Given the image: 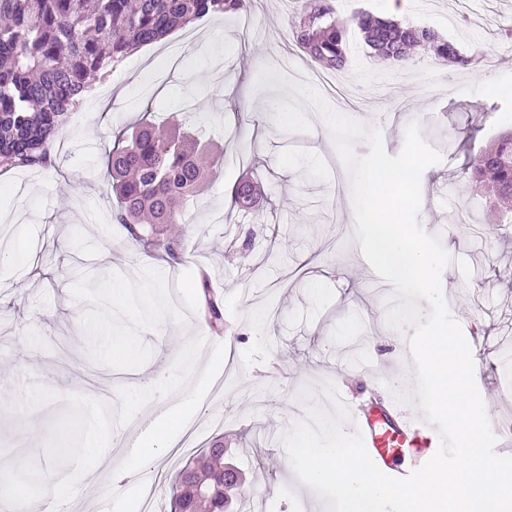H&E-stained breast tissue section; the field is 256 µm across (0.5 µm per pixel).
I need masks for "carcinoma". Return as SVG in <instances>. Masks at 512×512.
Here are the masks:
<instances>
[{"instance_id":"cac0c4a2","label":"carcinoma","mask_w":512,"mask_h":512,"mask_svg":"<svg viewBox=\"0 0 512 512\" xmlns=\"http://www.w3.org/2000/svg\"><path fill=\"white\" fill-rule=\"evenodd\" d=\"M247 6L248 0H0V175L54 167L51 149L69 115L135 49L207 15H238ZM352 29L373 56L391 64L407 61L417 49L453 67L481 62L478 53L461 51L427 27L369 12L341 18L334 0H305L292 35L312 61L342 71ZM214 162L177 120L163 129L136 127L108 159L106 182L118 200L113 222L137 239L139 226L147 224L155 244L177 254L172 230L181 222L184 201L205 191ZM473 176L495 189L493 223H503L512 215V130L475 159ZM255 197L249 181L231 190V204L240 209L255 206ZM202 288L206 320L220 331L223 305L207 282ZM229 475L223 446L201 454L181 472L170 512H224L233 485Z\"/></svg>"}]
</instances>
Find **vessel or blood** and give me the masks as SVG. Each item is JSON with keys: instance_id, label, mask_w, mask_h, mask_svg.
Returning <instances> with one entry per match:
<instances>
[{"instance_id": "obj_1", "label": "vessel or blood", "mask_w": 512, "mask_h": 512, "mask_svg": "<svg viewBox=\"0 0 512 512\" xmlns=\"http://www.w3.org/2000/svg\"><path fill=\"white\" fill-rule=\"evenodd\" d=\"M348 426L361 431L376 466L395 478L408 476L439 446L435 428L409 414L390 389L382 399L351 406Z\"/></svg>"}]
</instances>
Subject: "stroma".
Masks as SVG:
<instances>
[{"mask_svg": "<svg viewBox=\"0 0 512 512\" xmlns=\"http://www.w3.org/2000/svg\"><path fill=\"white\" fill-rule=\"evenodd\" d=\"M303 0H251L247 18L205 16L173 39L129 55L104 83L124 94L108 130L91 129L88 100L53 146L55 166L31 179L0 176V461L29 502L59 490L70 512H139L141 489L85 481L106 455L98 439L134 441L185 390L203 402L177 432L196 436L157 459L129 468L158 477L155 512H170L177 475L214 441L243 476L248 512H327L298 481L282 443L308 404L333 412V384L345 404L396 381L415 391L407 347L387 322L394 287L375 274L356 239L351 175L334 138L309 146L324 119L285 85L256 87L268 65L287 77L311 62L289 23ZM403 21L437 30L463 50L482 51L476 69H458L419 53L402 66L369 57L352 42L341 89L326 93L337 112L378 128L389 155L417 124L440 152L421 176L420 223L439 236L469 274L454 271L443 294L451 315L484 365L477 387L492 423L512 420V223L488 221L490 198L466 166L512 129V0H408ZM179 78L167 96L142 91L167 72ZM490 84L479 81V74ZM191 109L202 133L223 146L210 188L191 202L178 227V258L136 241L112 221L105 193L107 146L127 126ZM260 187L247 213L229 208L242 178ZM58 269L36 279L31 266ZM325 290L315 293V276ZM208 276L228 328L212 332L202 313ZM136 282L124 302L112 288ZM112 331H105V321ZM168 377L166 396L142 392L153 373Z\"/></svg>", "mask_w": 512, "mask_h": 512, "instance_id": "1", "label": "stroma"}]
</instances>
